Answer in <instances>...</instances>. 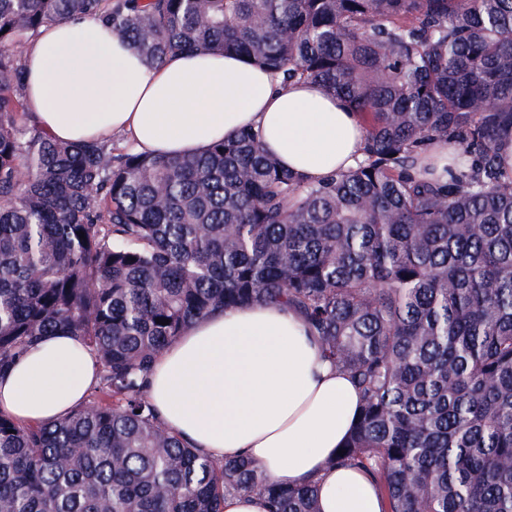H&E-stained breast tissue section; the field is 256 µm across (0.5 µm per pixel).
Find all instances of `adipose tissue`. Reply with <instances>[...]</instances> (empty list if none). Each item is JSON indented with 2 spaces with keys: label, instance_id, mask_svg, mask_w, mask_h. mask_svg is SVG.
Returning <instances> with one entry per match:
<instances>
[{
  "label": "adipose tissue",
  "instance_id": "1",
  "mask_svg": "<svg viewBox=\"0 0 512 512\" xmlns=\"http://www.w3.org/2000/svg\"><path fill=\"white\" fill-rule=\"evenodd\" d=\"M25 101L38 127L80 144L121 139L138 152L198 155L252 129L310 181L354 167L365 141L342 99L235 54L190 51L143 61L98 18L40 28L24 45ZM99 380L75 337H43L0 376V412L46 423L79 408ZM146 394L162 426L208 457H244L273 482H315L319 512H382L372 479L329 461L360 406L301 314L279 304L216 311L155 356Z\"/></svg>",
  "mask_w": 512,
  "mask_h": 512
}]
</instances>
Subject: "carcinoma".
<instances>
[{"label":"carcinoma","instance_id":"cac0c4a2","mask_svg":"<svg viewBox=\"0 0 512 512\" xmlns=\"http://www.w3.org/2000/svg\"><path fill=\"white\" fill-rule=\"evenodd\" d=\"M73 15L152 65L217 51L317 82L359 113L362 157L314 183L252 131L185 157L56 142L19 46ZM510 135L512 0H0V375L51 332L99 365L70 415L0 412V512H223L227 493L318 512L314 485L199 454L144 393L190 323L262 303L357 384L333 463L373 476L383 512H512ZM437 140L455 170L420 177Z\"/></svg>","mask_w":512,"mask_h":512}]
</instances>
